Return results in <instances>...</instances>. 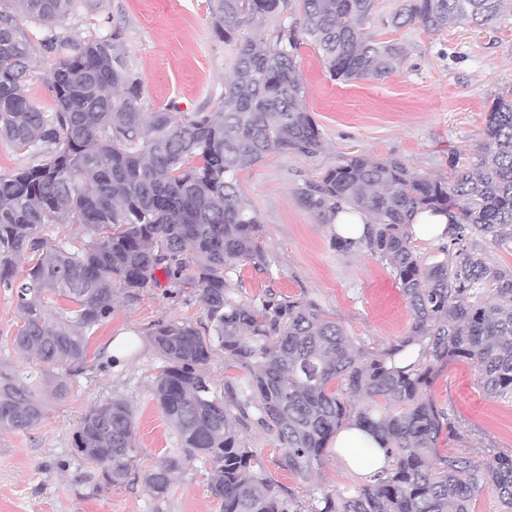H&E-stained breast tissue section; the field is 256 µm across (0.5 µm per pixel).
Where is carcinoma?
<instances>
[{
    "label": "carcinoma",
    "mask_w": 512,
    "mask_h": 512,
    "mask_svg": "<svg viewBox=\"0 0 512 512\" xmlns=\"http://www.w3.org/2000/svg\"><path fill=\"white\" fill-rule=\"evenodd\" d=\"M374 0H210L215 36L236 47L221 105L184 119L146 112L140 81L116 52L121 32L59 38L54 24L75 0H0V139L33 162L0 171V284L15 290L21 320L14 349L36 357L34 381L0 365V433L24 431L45 414L42 389L57 399L68 376L87 368L89 338L112 318L116 289L127 297L158 282L187 278L197 287L211 334L172 320L151 333L165 365L153 398L176 431L179 451L145 474L165 495L171 475L209 465L210 491L222 512H472L483 484L512 512V455L479 464L440 455L449 417L428 395L439 369L471 362L483 392L512 397V269L497 267L475 240L512 247V88L487 112L483 140L446 178L412 171L403 161L347 157L298 192L300 204L332 224L347 207L368 213L359 246L386 263L412 312L407 335L386 347H358L309 300L236 299L228 271L263 266L261 223L243 198L237 174L271 153L314 155L321 131L304 105L298 49L317 48L334 81L381 80L404 58L403 46L366 35ZM508 0H403L391 18L438 31L449 23L485 26L505 17ZM294 10L270 38L246 31ZM46 28L56 55L47 85L54 111L26 94L32 53L14 17ZM443 212L452 231L439 259L414 249L415 214ZM48 224L80 228L77 244L52 243ZM34 259L22 280L18 262ZM411 346L419 358L392 364ZM249 370L214 396L206 375L215 350ZM275 432L281 466L306 483L322 465L336 431L364 424L386 441L390 467L349 493L325 492L288 502L251 465L233 415ZM76 455L98 472L93 490L122 485L138 453L129 401L91 407L73 433Z\"/></svg>",
    "instance_id": "carcinoma-1"
}]
</instances>
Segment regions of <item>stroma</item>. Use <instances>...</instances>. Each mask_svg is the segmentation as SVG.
<instances>
[{"label":"stroma","mask_w":512,"mask_h":512,"mask_svg":"<svg viewBox=\"0 0 512 512\" xmlns=\"http://www.w3.org/2000/svg\"><path fill=\"white\" fill-rule=\"evenodd\" d=\"M400 5L401 0H375L365 26L377 40L405 49L400 68L384 80L333 81L319 53L301 45L304 103L322 132V148L313 157L273 153L239 174L242 192L261 221L259 242L269 260L262 269L237 268L239 298L312 299L355 344L373 347L405 336L411 326L402 288L390 268L365 249L337 251L335 225L303 208L299 189L355 155L396 158L419 174L448 176L452 163H465L476 149L497 93L512 86V15L475 32L454 23L429 32L417 23L389 25ZM16 24L34 50L27 93L41 110L52 111L46 79L54 57L40 47L45 28L28 17ZM117 28L118 51L141 80L144 111L168 109L182 117L219 107L235 50L215 37L209 0H102L98 12L79 7L55 26L58 36L84 39ZM178 319L207 328L190 284L164 280L131 300L117 290L112 318L91 336L90 349L96 353L117 343L119 362L94 365L73 377L69 395L47 400L45 416L33 429L0 435V512H221L209 489V466L198 463L175 474L163 498L154 497L144 481L179 444L151 397L154 377L164 366L151 333ZM20 324L15 296L0 287V363L22 370L35 359L13 347ZM117 395L131 403L140 453L127 482L99 495L73 452L72 434L90 407ZM430 395L455 426L454 435L440 436L439 454H462L479 463L512 454V398L486 397L471 363L442 367ZM239 434L281 495L342 492L363 482L330 447L310 482L299 483L282 468L280 445L270 431L252 423Z\"/></svg>","instance_id":"obj_1"}]
</instances>
